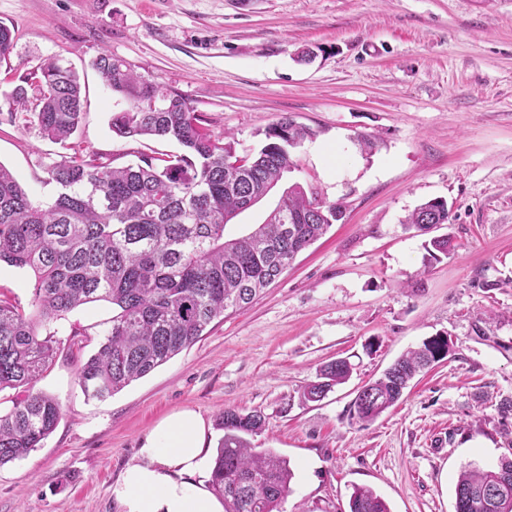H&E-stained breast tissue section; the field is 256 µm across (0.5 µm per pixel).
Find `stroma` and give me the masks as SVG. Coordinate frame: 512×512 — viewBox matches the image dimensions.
Returning <instances> with one entry per match:
<instances>
[{
  "label": "stroma",
  "mask_w": 512,
  "mask_h": 512,
  "mask_svg": "<svg viewBox=\"0 0 512 512\" xmlns=\"http://www.w3.org/2000/svg\"><path fill=\"white\" fill-rule=\"evenodd\" d=\"M0 22L14 32L0 113L47 57L73 67L85 95L64 145L0 122V164L35 202H53L47 169L74 153L122 166L180 151L113 132L127 103L90 66L106 52L179 92L238 156L255 154L282 116L313 130L279 188L226 236L262 223L293 182L345 206L252 303L112 397H85L82 355L60 354L36 387L62 418L41 448L0 467V512H123L113 485L182 409L204 419L209 458L221 412L264 416L253 447L294 470L282 512H349L358 486L390 512H455L461 470L512 458V0H0ZM304 51L311 63L297 62ZM361 134L378 138L373 155ZM431 199L447 201L437 232L457 248L428 266L424 235L404 219ZM111 316L97 302L56 326L63 336L87 328L91 352ZM438 336L446 358L398 404L370 423L350 417L361 386ZM342 357L350 379L303 400L320 367Z\"/></svg>",
  "instance_id": "1"
}]
</instances>
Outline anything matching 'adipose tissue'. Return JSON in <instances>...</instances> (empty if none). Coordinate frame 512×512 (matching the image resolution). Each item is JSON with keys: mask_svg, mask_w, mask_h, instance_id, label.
<instances>
[{"mask_svg": "<svg viewBox=\"0 0 512 512\" xmlns=\"http://www.w3.org/2000/svg\"><path fill=\"white\" fill-rule=\"evenodd\" d=\"M205 423L192 410L165 419L144 440L112 494L124 512H224L197 473L204 471Z\"/></svg>", "mask_w": 512, "mask_h": 512, "instance_id": "obj_1", "label": "adipose tissue"}]
</instances>
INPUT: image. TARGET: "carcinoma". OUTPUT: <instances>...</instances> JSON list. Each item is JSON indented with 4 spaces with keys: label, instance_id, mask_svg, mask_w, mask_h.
<instances>
[{
    "label": "carcinoma",
    "instance_id": "1",
    "mask_svg": "<svg viewBox=\"0 0 512 512\" xmlns=\"http://www.w3.org/2000/svg\"><path fill=\"white\" fill-rule=\"evenodd\" d=\"M13 31L0 23V61L13 47ZM112 92L128 108L112 119L125 138L173 139L185 153L143 157L114 167L74 155L47 169L58 188L48 205L34 202L12 172L0 165V262L32 270L34 311L0 297V392L17 391L13 408L0 414V467L28 456L55 430L60 403L34 390L59 350L54 320L88 303L112 304V318L97 351L79 368L89 398L111 396L189 348L229 309L251 302L281 274L279 254L292 261L341 219L339 203L310 195L298 183L285 190L265 221L237 238L226 225L258 203L293 166L291 151L314 136L284 116L265 132L252 158H238L228 135H211L187 100L136 74L108 53L93 61ZM13 111L42 138L64 142L82 118L78 74L60 59H45L11 93ZM240 165H235V162ZM448 203L429 200L404 224L427 234L448 223ZM428 261L456 249L452 237L425 243ZM448 354L437 337L402 354L378 379L364 385L350 405L363 423L378 418L403 396L411 380ZM351 375L339 358L319 369L302 392L316 401ZM264 417L226 409L224 431L211 471L212 490L224 512H280L294 477L287 458L251 446ZM349 512H389L369 487H356ZM455 512H512V459L494 470L462 471L455 484Z\"/></svg>",
    "mask_w": 512,
    "mask_h": 512
}]
</instances>
